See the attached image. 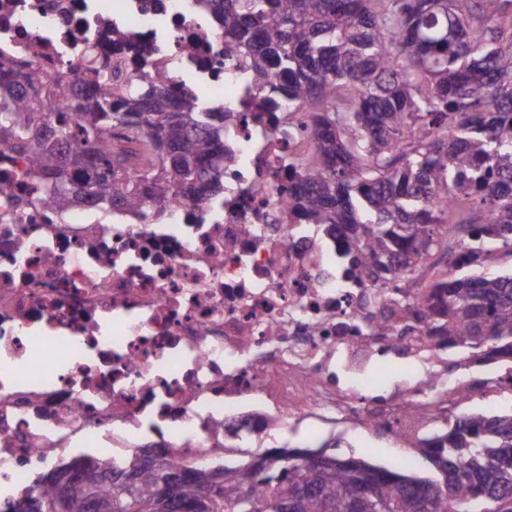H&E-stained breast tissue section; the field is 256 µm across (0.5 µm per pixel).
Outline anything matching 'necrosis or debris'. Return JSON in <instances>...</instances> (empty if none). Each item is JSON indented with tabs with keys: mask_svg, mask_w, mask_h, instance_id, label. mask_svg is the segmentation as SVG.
<instances>
[{
	"mask_svg": "<svg viewBox=\"0 0 512 512\" xmlns=\"http://www.w3.org/2000/svg\"><path fill=\"white\" fill-rule=\"evenodd\" d=\"M149 57L178 94L233 113L224 194L162 224L32 206L24 155L0 153V512L43 469L95 448H153L173 467L240 450L291 420L342 413L357 428L423 433L454 383L440 361L408 389L379 379L435 341L336 242L292 220L281 113L249 91L195 0H0V55L85 91L87 54ZM386 314V334L374 320Z\"/></svg>",
	"mask_w": 512,
	"mask_h": 512,
	"instance_id": "obj_1",
	"label": "necrosis or debris"
}]
</instances>
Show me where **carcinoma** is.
Returning a JSON list of instances; mask_svg holds the SVG:
<instances>
[{
  "mask_svg": "<svg viewBox=\"0 0 512 512\" xmlns=\"http://www.w3.org/2000/svg\"><path fill=\"white\" fill-rule=\"evenodd\" d=\"M205 0L224 56L251 59L259 106L310 112L300 129L311 159L288 163V207L343 245L346 271L405 282L423 257L448 248V212L476 202L465 250L403 302L439 351L512 359V273H474L489 255L512 257V0ZM112 95L84 94L38 73L46 112L24 86L0 87V149L24 153L38 200L64 212L81 203L108 215L158 221L182 198L224 194V122L176 98L144 69ZM456 412L419 440L437 475L394 471L326 450L265 451L181 471L146 453L126 466L79 456L43 475L11 512H512V414Z\"/></svg>",
  "mask_w": 512,
  "mask_h": 512,
  "instance_id": "obj_1",
  "label": "carcinoma"
}]
</instances>
